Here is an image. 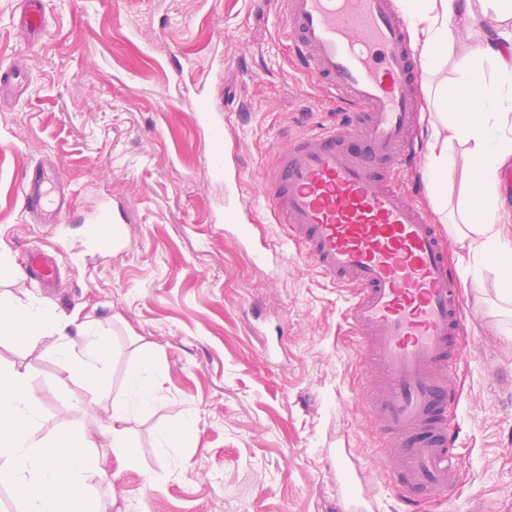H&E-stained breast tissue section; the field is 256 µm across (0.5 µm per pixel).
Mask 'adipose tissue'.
Instances as JSON below:
<instances>
[{
  "mask_svg": "<svg viewBox=\"0 0 512 512\" xmlns=\"http://www.w3.org/2000/svg\"><path fill=\"white\" fill-rule=\"evenodd\" d=\"M410 19V45L423 74L448 59L458 37L477 44L471 73L455 90L423 83L435 109L429 122L425 177L439 223L448 221V147L465 145L467 161L462 202L456 218L463 249L484 263L496 264L506 297L512 300V239L503 227L512 224L496 190L497 173L512 162V0H397ZM494 20L492 29L479 18ZM65 325L37 298L16 302L0 295V335L23 337L27 346L59 358L67 373L60 389L80 381L111 397L82 404L86 424L54 439L40 437L38 398L25 372L0 363V484L9 488L20 512H98L86 484L87 473L113 483L117 474L105 461L88 432L104 426L113 455L123 465L135 458L130 450L129 423L138 410L158 397L161 371L131 376L118 395H110L112 338L93 321Z\"/></svg>",
  "mask_w": 512,
  "mask_h": 512,
  "instance_id": "adipose-tissue-1",
  "label": "adipose tissue"
}]
</instances>
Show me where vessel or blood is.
<instances>
[{"label":"vessel or blood","instance_id":"1","mask_svg":"<svg viewBox=\"0 0 512 512\" xmlns=\"http://www.w3.org/2000/svg\"><path fill=\"white\" fill-rule=\"evenodd\" d=\"M282 33L319 86L345 100L336 126L305 133L275 150L265 197L276 223L327 281L352 291L347 322L371 361L363 374L369 407L389 451L383 459L398 500L441 502L463 479L453 451L448 384L469 311L448 265V236L429 223L399 169L411 166L410 133L419 118L418 64L393 0H275ZM16 25L41 39L44 0H17ZM195 112L210 137L209 172L228 176L224 115L209 100ZM54 165L23 181L25 209L40 217L63 209ZM122 212L100 205L90 239L102 248L124 238ZM243 245L263 237L251 201L224 213ZM26 268L42 287L57 285V267L32 253Z\"/></svg>","mask_w":512,"mask_h":512}]
</instances>
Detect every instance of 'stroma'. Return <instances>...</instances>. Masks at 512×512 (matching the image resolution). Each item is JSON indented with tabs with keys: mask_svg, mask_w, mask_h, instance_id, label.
<instances>
[{
	"mask_svg": "<svg viewBox=\"0 0 512 512\" xmlns=\"http://www.w3.org/2000/svg\"><path fill=\"white\" fill-rule=\"evenodd\" d=\"M36 44L0 0V67L28 83L0 102V293L55 312L89 314L112 334L111 393L142 369L138 344L163 372L159 402L130 424L136 469L115 485L89 477L103 512H398L362 375L366 351L346 321L350 292L288 248L262 206L273 148L339 121L343 109L295 61L273 4L256 0H46ZM224 112V146L239 189L208 172L209 134L197 100ZM55 157L68 199L61 223L23 208L22 183ZM257 201L269 260L257 262L222 213L235 192ZM122 206L125 240L96 253L86 220L101 201ZM449 257L470 307L448 377L461 393L448 418L463 484L430 512H493L512 502V303L496 267H475L449 225ZM52 253L48 290L25 268ZM0 362L26 372L41 437L84 423L81 383L61 393L64 365L13 337ZM192 417L196 432L161 451L163 428Z\"/></svg>",
	"mask_w": 512,
	"mask_h": 512,
	"instance_id": "35a3bbf8",
	"label": "stroma"
}]
</instances>
